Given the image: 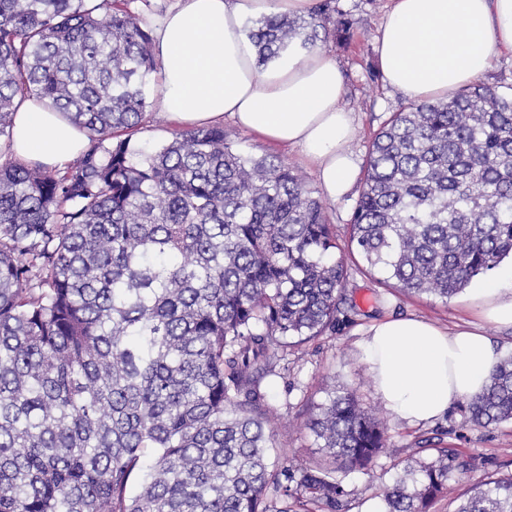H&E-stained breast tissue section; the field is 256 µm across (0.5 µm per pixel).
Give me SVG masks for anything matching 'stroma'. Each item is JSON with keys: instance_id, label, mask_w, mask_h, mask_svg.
Instances as JSON below:
<instances>
[{"instance_id": "1", "label": "stroma", "mask_w": 512, "mask_h": 512, "mask_svg": "<svg viewBox=\"0 0 512 512\" xmlns=\"http://www.w3.org/2000/svg\"><path fill=\"white\" fill-rule=\"evenodd\" d=\"M338 5L352 22L349 45L342 48L329 41L322 48L336 59L343 72L341 104L352 113L356 124L349 150L361 169L375 134L392 112L407 105L409 98L378 75L377 39L390 0H338ZM223 127L239 151L256 157L279 156L303 175L309 186H316L315 169L298 150L267 143L229 119ZM346 263V302L335 330L289 349L286 377L268 375L260 381L278 414L274 451L281 462L293 467L334 469L349 491L339 512H363L366 504L376 499L379 486L393 483L407 463L431 461L441 448L455 450L471 458L472 466L463 474L449 473L445 493L434 501L429 512H456L461 497L477 484L512 474V422L476 426L469 422L465 405L460 402L432 422L407 425L382 405L361 342L375 323L413 316L449 330L482 327L500 359L512 355V329L484 321L472 288L445 301L432 295L407 294L383 285L377 275L366 270L359 256H347ZM342 388L353 390L360 403L374 408L386 427V447L366 469L345 470L318 448L306 426L314 406L324 403L331 391Z\"/></svg>"}]
</instances>
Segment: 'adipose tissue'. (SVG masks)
Instances as JSON below:
<instances>
[{"label": "adipose tissue", "mask_w": 512, "mask_h": 512, "mask_svg": "<svg viewBox=\"0 0 512 512\" xmlns=\"http://www.w3.org/2000/svg\"><path fill=\"white\" fill-rule=\"evenodd\" d=\"M379 38L386 82L417 101L447 96L475 81L494 57L512 51V0H390ZM319 0H177L152 27L161 87L154 106L185 129L231 118L267 141L299 149L332 200L356 172L355 135L340 106L336 60L319 50L259 66L243 33L246 18L308 15ZM80 129L32 98L17 100L11 153L22 162L61 168L85 150ZM484 315L512 328V267L476 288ZM385 408L424 424L483 391L496 361L477 330L441 329L416 318L373 325L362 342Z\"/></svg>", "instance_id": "obj_1"}]
</instances>
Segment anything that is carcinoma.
<instances>
[{
  "label": "carcinoma",
  "mask_w": 512,
  "mask_h": 512,
  "mask_svg": "<svg viewBox=\"0 0 512 512\" xmlns=\"http://www.w3.org/2000/svg\"><path fill=\"white\" fill-rule=\"evenodd\" d=\"M0 0V155L18 98L87 130L63 169L0 162V512H336V471L269 460L260 379L288 346L336 325L348 278L326 207L274 156L224 128L132 141L151 106L150 0ZM337 0L263 15L264 65L347 44ZM349 242L407 294L448 299L512 257V86L477 83L392 113L368 151ZM512 420V357L467 400ZM349 468L386 445L344 389L307 421ZM470 461L439 450L404 468L387 512H427ZM142 473L141 491L127 495ZM457 512H512V475Z\"/></svg>",
  "instance_id": "carcinoma-1"
}]
</instances>
